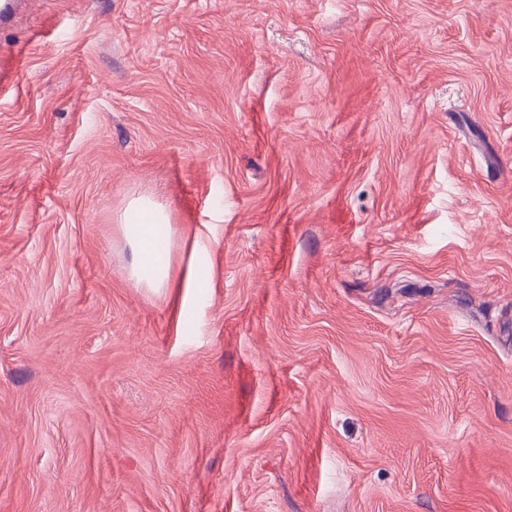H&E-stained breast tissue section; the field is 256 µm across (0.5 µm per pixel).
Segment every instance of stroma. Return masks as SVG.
<instances>
[{"label":"stroma","instance_id":"obj_1","mask_svg":"<svg viewBox=\"0 0 512 512\" xmlns=\"http://www.w3.org/2000/svg\"><path fill=\"white\" fill-rule=\"evenodd\" d=\"M0 512H512V0H20ZM142 219L129 224L131 218ZM123 227L133 245L132 275L137 284L167 288L170 278L171 224L166 212L152 200L132 199L125 211Z\"/></svg>","mask_w":512,"mask_h":512}]
</instances>
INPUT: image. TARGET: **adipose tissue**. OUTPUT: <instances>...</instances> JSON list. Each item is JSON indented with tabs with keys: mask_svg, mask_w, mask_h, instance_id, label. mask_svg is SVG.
<instances>
[{
	"mask_svg": "<svg viewBox=\"0 0 512 512\" xmlns=\"http://www.w3.org/2000/svg\"><path fill=\"white\" fill-rule=\"evenodd\" d=\"M124 230L133 245L132 275L137 284L167 287L170 278L171 226L166 212L152 200L132 199L125 211Z\"/></svg>",
	"mask_w": 512,
	"mask_h": 512,
	"instance_id": "adipose-tissue-1",
	"label": "adipose tissue"
}]
</instances>
